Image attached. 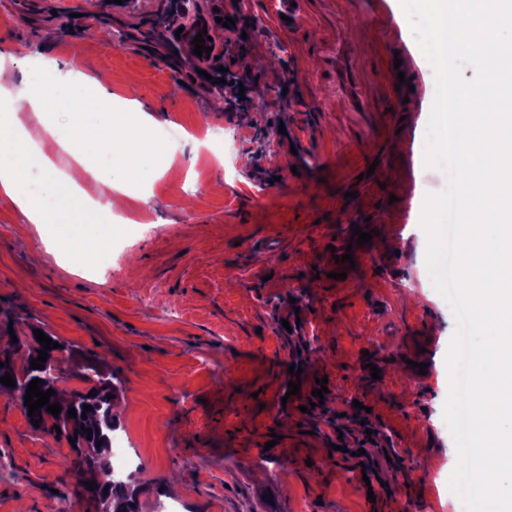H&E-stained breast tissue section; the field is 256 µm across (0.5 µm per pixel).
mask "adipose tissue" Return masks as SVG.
I'll use <instances>...</instances> for the list:
<instances>
[{"label": "adipose tissue", "mask_w": 512, "mask_h": 512, "mask_svg": "<svg viewBox=\"0 0 512 512\" xmlns=\"http://www.w3.org/2000/svg\"><path fill=\"white\" fill-rule=\"evenodd\" d=\"M56 71L57 63L51 59L42 69L27 72L17 93V111L0 114V197L17 207L25 223L87 224L96 229L119 205L118 193L126 179L140 176L147 156L161 153L163 147L143 134L151 115L135 109L121 123L103 125L94 137L78 130L67 133L43 122L44 113L56 103L73 112L83 111L81 86L94 87L101 99L111 96L104 77L77 72L70 82L61 83L55 79ZM23 112L35 113L39 123H23L19 118ZM63 154L79 164L88 158H103L96 174L98 198H91L80 186L77 171L59 167ZM33 168L41 173L36 190L26 179Z\"/></svg>", "instance_id": "adipose-tissue-1"}]
</instances>
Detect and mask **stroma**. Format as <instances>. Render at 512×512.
<instances>
[{"instance_id":"1","label":"stroma","mask_w":512,"mask_h":512,"mask_svg":"<svg viewBox=\"0 0 512 512\" xmlns=\"http://www.w3.org/2000/svg\"><path fill=\"white\" fill-rule=\"evenodd\" d=\"M222 4L255 22L242 66L274 91L293 77L301 104L221 109L225 87L206 81V62L180 47L169 0H0V50L16 58V80L51 56L62 71L110 77L111 100L91 101L103 118L134 97L155 120L150 137L171 125L192 135L172 147L148 197L128 193L106 235L72 233L64 259L47 247L61 225L24 223L0 198V347L14 339L28 349L38 329L66 346L58 389L87 391L77 370L116 383V432L138 457L143 512L174 500L185 512H374L353 461L331 455L323 427L299 433L270 407L283 381L276 355L306 363L302 386L327 378V411L370 405L374 455L396 449L415 489L382 496L381 512H455L458 457L436 418L457 322L432 284L420 226L426 195L446 187L424 165L433 68L399 0H313V19L292 30L277 22L274 0ZM378 14L413 89L391 111L396 91L378 44L359 37L371 109L352 112L321 79L313 46L330 27L354 29ZM116 30L129 41L115 40ZM358 229L371 233L374 261L332 279L331 244ZM269 237L276 252L261 246ZM107 243L111 270L84 274L83 257ZM298 304L302 324L276 335L274 320ZM273 419L284 460L262 448ZM71 458L67 440L34 430L0 397V512H51L63 495L72 512H98Z\"/></svg>"}]
</instances>
